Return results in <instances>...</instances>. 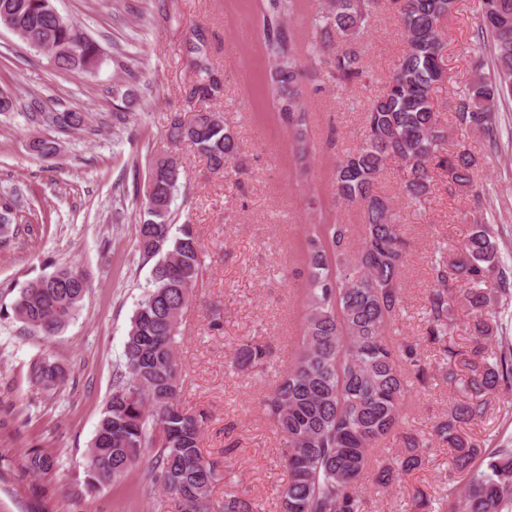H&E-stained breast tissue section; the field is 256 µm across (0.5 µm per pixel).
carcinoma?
Instances as JSON below:
<instances>
[{
  "label": "carcinoma",
  "mask_w": 512,
  "mask_h": 512,
  "mask_svg": "<svg viewBox=\"0 0 512 512\" xmlns=\"http://www.w3.org/2000/svg\"><path fill=\"white\" fill-rule=\"evenodd\" d=\"M299 0H256L260 25L256 44L268 60L262 92L288 133L297 177L305 182L316 144L309 135L311 112L306 81L315 77L348 95L364 76L361 39L380 0H315L309 33L293 37L285 24L297 16ZM397 18L406 49L380 92L364 113L361 142L336 155L332 192L336 202L363 214L364 235L351 241L350 225L310 224L304 239L306 288L298 347L293 363L278 376L262 400L263 413L282 437V459L288 482L278 495L279 512H366L374 447L396 435L403 448L378 466L375 484L423 465L424 449L434 443L452 448L456 472L469 476L462 488L448 480L450 512H512V448L489 457L483 470L472 469L481 446L459 431L462 423L487 412L486 391L512 392V347L497 339L498 311L493 300L512 299V263L501 256L490 220L474 217L466 239L453 252L440 245L428 262L431 286L424 305L425 336L439 346L438 366L453 381L457 365L472 373L464 395L434 426L430 437L400 432L402 403L413 384L425 386L430 371L419 343L396 344L391 330L405 305L402 267L407 242L393 198L377 184L387 162L404 164L400 195L410 208L425 207L434 190V172L445 178L449 196L482 192L476 157L463 146H448L450 128L439 120L433 92L446 78L442 64L441 24L451 21L455 0H387ZM27 32L46 39L44 47L64 71L96 73L99 45L80 28L52 13V0H0ZM302 41L299 52L296 41ZM472 78L454 99L449 123L475 130L495 142L494 112L512 98V0H481ZM188 63L196 81L193 95L203 102L217 84L206 32L194 24L187 41ZM117 66L125 83L140 74L122 53ZM112 121L124 125L136 98L114 91ZM32 123L67 134L89 128L80 107L47 111L33 102L25 112ZM166 137L176 145L186 140L209 161L212 170L235 173L240 152L234 132L221 116L204 107L189 120L171 119ZM57 139L34 141L33 151L51 157ZM179 164L154 162L143 191L144 220L138 225L140 253L153 262L146 291L130 320L123 362L112 393L86 450L88 485L118 482L146 462L149 484L170 496L175 512H214L212 486L219 463L200 448L202 412H187L177 398L183 387L177 344L183 314L205 271L194 226L173 227L172 204L180 186ZM16 194L0 192V236L34 232L17 217ZM86 293L83 276L59 267L28 281L3 317L45 338L61 333L77 318ZM460 302L473 315V346L456 344L452 306ZM268 347L251 342L235 349L236 368H264ZM30 377L47 390L65 381L62 369L39 356L29 364ZM57 457L41 448L23 455L21 468L45 476L57 468ZM224 479L233 482L230 472ZM222 512H256L239 492L224 500Z\"/></svg>",
  "instance_id": "carcinoma-1"
}]
</instances>
